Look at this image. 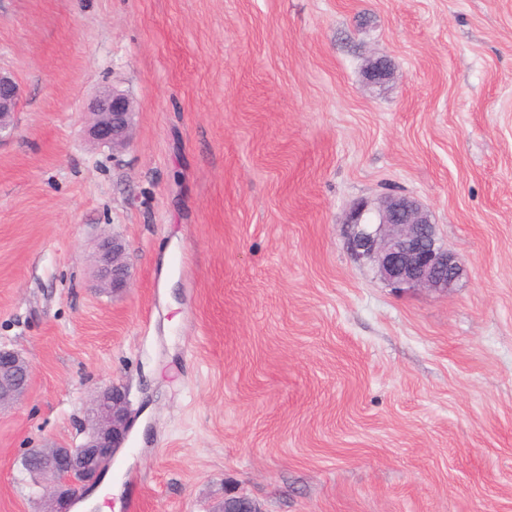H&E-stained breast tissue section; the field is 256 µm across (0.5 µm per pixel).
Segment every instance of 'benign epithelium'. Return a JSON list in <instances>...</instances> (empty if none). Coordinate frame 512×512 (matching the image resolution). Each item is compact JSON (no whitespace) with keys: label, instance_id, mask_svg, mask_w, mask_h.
Here are the masks:
<instances>
[{"label":"benign epithelium","instance_id":"benign-epithelium-1","mask_svg":"<svg viewBox=\"0 0 512 512\" xmlns=\"http://www.w3.org/2000/svg\"><path fill=\"white\" fill-rule=\"evenodd\" d=\"M364 74L368 83L381 86L390 80L392 70L387 60L375 58L369 60ZM19 98L18 84L0 71V136L12 130ZM89 111L93 140L112 146L114 151L130 144L134 106L128 95L105 90L91 100ZM344 223L350 227L348 249L354 258L372 264L398 292L423 288L447 293L464 273V261L439 243L428 212L407 195H387L375 209L360 201L351 207ZM98 279L102 288L112 292L127 287L129 267L122 240L112 237L100 243ZM30 377L31 368L24 355L1 345L0 408L25 395ZM131 426L127 392L110 384L97 388L90 400L82 423L85 439L80 445L51 443L28 449L22 468L43 479L39 487L45 512H69L79 492L99 481ZM213 512H261V508L245 495H227Z\"/></svg>","mask_w":512,"mask_h":512}]
</instances>
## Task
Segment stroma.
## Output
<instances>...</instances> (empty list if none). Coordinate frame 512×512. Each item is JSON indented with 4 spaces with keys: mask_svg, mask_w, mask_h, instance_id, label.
<instances>
[{
    "mask_svg": "<svg viewBox=\"0 0 512 512\" xmlns=\"http://www.w3.org/2000/svg\"><path fill=\"white\" fill-rule=\"evenodd\" d=\"M0 70V343L31 365L0 512H42L26 450L82 442L109 383L135 421L92 512H512V0H0ZM400 193L452 292L351 256L345 211ZM365 78L372 85H384L392 75L390 63L383 58L370 59L364 69ZM20 98L15 80L0 70V139L13 128L14 114ZM92 121L89 133L93 140L112 146V151L126 148L134 130V106L128 95L105 90L89 103ZM98 279L101 288L120 291L127 287L129 267L126 261V245L119 238H105L99 245ZM260 506L245 495H227L213 512H261Z\"/></svg>",
    "mask_w": 512,
    "mask_h": 512,
    "instance_id": "1",
    "label": "stroma"
}]
</instances>
